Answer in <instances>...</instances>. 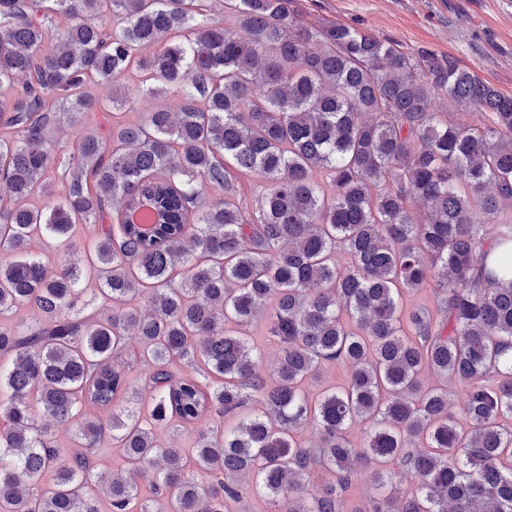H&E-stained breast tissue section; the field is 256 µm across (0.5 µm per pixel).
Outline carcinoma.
Returning <instances> with one entry per match:
<instances>
[{"mask_svg": "<svg viewBox=\"0 0 512 512\" xmlns=\"http://www.w3.org/2000/svg\"><path fill=\"white\" fill-rule=\"evenodd\" d=\"M294 2L224 0L221 18L209 0H0V86L24 79L0 100V512H243L250 494L272 512H512V96ZM132 71L114 107L172 92L178 110L100 132L86 82ZM63 118L79 136L59 190ZM78 224L97 227L85 256ZM41 236L62 240L53 269ZM326 364L349 378L312 395ZM172 420L191 452L159 444ZM69 422L64 459L49 428ZM106 437L126 477L103 493ZM360 466L376 495L348 511ZM246 330L248 334L255 339L256 342L261 344L264 357L263 361L260 364V368L265 372H270L273 369L274 362H275V349L272 347V345H268L267 343H263L264 338V320L262 316L257 317V319L250 323Z\"/></svg>", "mask_w": 512, "mask_h": 512, "instance_id": "carcinoma-1", "label": "carcinoma"}]
</instances>
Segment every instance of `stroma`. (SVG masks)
Here are the masks:
<instances>
[{
  "instance_id": "35a3bbf8",
  "label": "stroma",
  "mask_w": 512,
  "mask_h": 512,
  "mask_svg": "<svg viewBox=\"0 0 512 512\" xmlns=\"http://www.w3.org/2000/svg\"><path fill=\"white\" fill-rule=\"evenodd\" d=\"M308 23L369 28L413 50L452 56L512 95V0H296Z\"/></svg>"
}]
</instances>
